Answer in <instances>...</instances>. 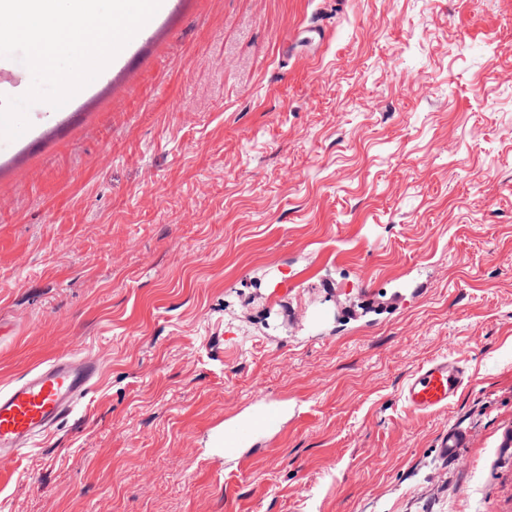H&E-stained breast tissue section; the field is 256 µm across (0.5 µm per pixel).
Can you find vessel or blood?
<instances>
[{
    "label": "vessel or blood",
    "mask_w": 512,
    "mask_h": 512,
    "mask_svg": "<svg viewBox=\"0 0 512 512\" xmlns=\"http://www.w3.org/2000/svg\"><path fill=\"white\" fill-rule=\"evenodd\" d=\"M100 367L76 354L56 357L15 383L0 388V469L11 468L32 446L48 435L89 393ZM471 382L466 367L448 357H435L415 368L400 391L405 410L423 417L447 410ZM288 416L280 398L256 395L247 410L225 421L220 437L224 458L241 462L250 449L279 434ZM469 437L461 430L443 434L437 454L459 459Z\"/></svg>",
    "instance_id": "obj_1"
}]
</instances>
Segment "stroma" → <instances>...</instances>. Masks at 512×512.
<instances>
[{
    "label": "stroma",
    "instance_id": "stroma-1",
    "mask_svg": "<svg viewBox=\"0 0 512 512\" xmlns=\"http://www.w3.org/2000/svg\"><path fill=\"white\" fill-rule=\"evenodd\" d=\"M28 119L0 137V386L101 373L0 512H512V0H165ZM439 356L471 385L405 412ZM261 392L288 425L229 464ZM471 382L466 367L448 357H435L415 368L400 391L405 410L418 417L447 410ZM469 444V437L466 432L462 430H448L443 434L437 444L438 456L445 460H457L463 453L464 448Z\"/></svg>",
    "mask_w": 512,
    "mask_h": 512
}]
</instances>
